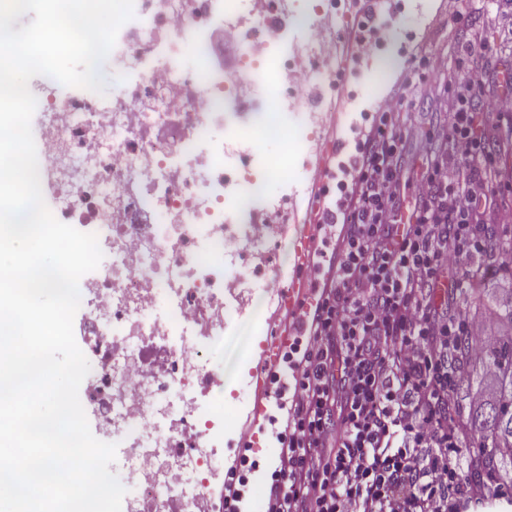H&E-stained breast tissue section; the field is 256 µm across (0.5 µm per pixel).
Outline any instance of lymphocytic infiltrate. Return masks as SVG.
I'll return each mask as SVG.
<instances>
[{
  "mask_svg": "<svg viewBox=\"0 0 512 512\" xmlns=\"http://www.w3.org/2000/svg\"><path fill=\"white\" fill-rule=\"evenodd\" d=\"M482 19L461 28L463 79L428 129L402 117L403 95L378 104L350 175L337 274L320 289L291 363V400L278 453L274 512H482L496 484H470L458 403L454 339L491 344L493 323L449 308L458 272L481 259L512 271L485 218L507 179L487 136L512 124V92L481 107L475 74L486 48ZM428 156L415 165L411 148Z\"/></svg>",
  "mask_w": 512,
  "mask_h": 512,
  "instance_id": "obj_1",
  "label": "lymphocytic infiltrate"
}]
</instances>
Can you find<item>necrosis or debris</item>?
<instances>
[{"label": "necrosis or debris", "instance_id": "1", "mask_svg": "<svg viewBox=\"0 0 512 512\" xmlns=\"http://www.w3.org/2000/svg\"><path fill=\"white\" fill-rule=\"evenodd\" d=\"M299 12L309 31L293 38ZM325 18L346 25L341 0H134L111 51L126 82L46 115L38 167L63 200L57 218L109 253L79 284L97 367L85 395L119 448L129 512H199L215 494L224 375L210 353L241 314L227 292L268 290L266 257L311 180L320 113L293 75L335 87L342 62L322 60L315 32ZM216 27L242 48L236 73L211 63ZM257 133L287 138L291 154L271 155Z\"/></svg>", "mask_w": 512, "mask_h": 512}]
</instances>
